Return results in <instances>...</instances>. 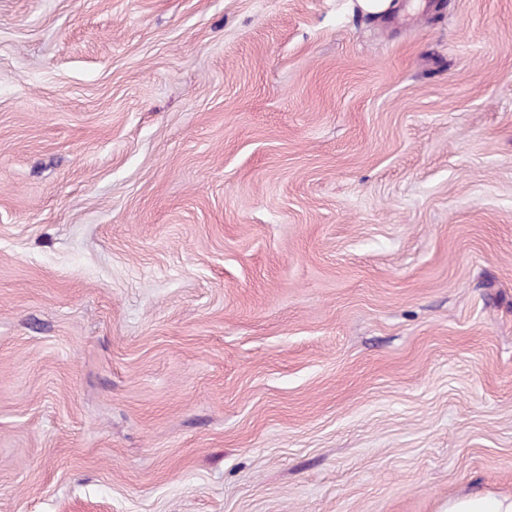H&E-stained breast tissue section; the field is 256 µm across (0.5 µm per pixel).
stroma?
Returning a JSON list of instances; mask_svg holds the SVG:
<instances>
[{"label": "stroma", "instance_id": "obj_1", "mask_svg": "<svg viewBox=\"0 0 512 512\" xmlns=\"http://www.w3.org/2000/svg\"><path fill=\"white\" fill-rule=\"evenodd\" d=\"M0 0V512L512 495V0Z\"/></svg>", "mask_w": 512, "mask_h": 512}]
</instances>
